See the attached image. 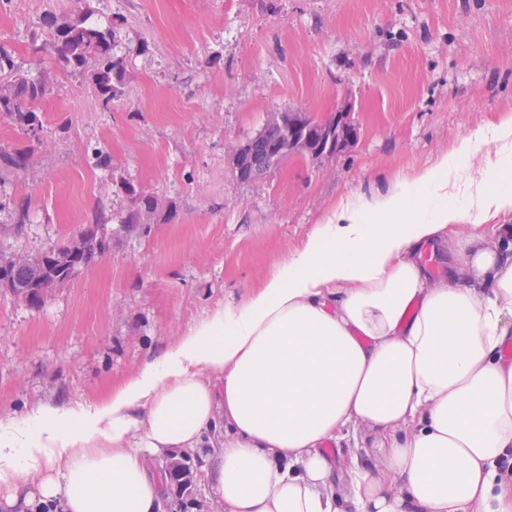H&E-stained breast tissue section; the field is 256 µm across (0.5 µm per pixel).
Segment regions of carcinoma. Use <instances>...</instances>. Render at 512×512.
I'll return each mask as SVG.
<instances>
[{"instance_id":"cac0c4a2","label":"carcinoma","mask_w":512,"mask_h":512,"mask_svg":"<svg viewBox=\"0 0 512 512\" xmlns=\"http://www.w3.org/2000/svg\"><path fill=\"white\" fill-rule=\"evenodd\" d=\"M52 40L50 46L33 45V52L39 53L51 49L63 69L71 74L82 73L91 68L93 82L102 104L112 103L122 85L123 61L115 53V40L112 25L101 26L90 21L88 12L76 18L58 21L48 20ZM9 73L11 78L0 83V117L9 119L24 135L40 140L43 123L37 113V103L46 95L47 84L43 79L32 78L16 66L14 53L0 44V74ZM27 155L20 152L0 151V163L7 168L25 167ZM132 196L135 208L127 215L124 223H140L144 212L157 208L155 199L127 188ZM81 249L78 255H71L68 247L57 249L56 261L47 267L33 266L24 262L8 261L0 264V271L8 277L13 285V292L24 297L30 304L40 305L37 290L41 281L68 278V275L102 255L107 248L106 239L97 231L90 229L80 233Z\"/></svg>"}]
</instances>
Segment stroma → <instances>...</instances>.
<instances>
[{
	"instance_id": "35a3bbf8",
	"label": "stroma",
	"mask_w": 512,
	"mask_h": 512,
	"mask_svg": "<svg viewBox=\"0 0 512 512\" xmlns=\"http://www.w3.org/2000/svg\"><path fill=\"white\" fill-rule=\"evenodd\" d=\"M83 10L113 24L123 59L107 108L91 73L30 51L50 39L46 16ZM0 43L49 84L40 143L0 117V149L29 153L25 168L0 167V261L89 228L109 242L42 305L0 289L1 420L102 395L246 298L340 198L386 189L512 116V0H12ZM345 102L351 147L237 179L230 148L269 113L324 119ZM133 189L158 206L130 227ZM216 503L207 483H166L165 512Z\"/></svg>"
}]
</instances>
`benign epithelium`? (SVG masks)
Listing matches in <instances>:
<instances>
[{"mask_svg":"<svg viewBox=\"0 0 512 512\" xmlns=\"http://www.w3.org/2000/svg\"><path fill=\"white\" fill-rule=\"evenodd\" d=\"M350 112V105L343 106L331 118L318 122L312 135L309 127L296 121L291 114L271 113L253 137L233 150L232 161L238 174L245 182L265 177L277 168L280 155L290 142L313 160L335 154L356 137Z\"/></svg>","mask_w":512,"mask_h":512,"instance_id":"benign-epithelium-1","label":"benign epithelium"}]
</instances>
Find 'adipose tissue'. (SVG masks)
Segmentation results:
<instances>
[{
    "instance_id": "ef3b65f1",
    "label": "adipose tissue",
    "mask_w": 512,
    "mask_h": 512,
    "mask_svg": "<svg viewBox=\"0 0 512 512\" xmlns=\"http://www.w3.org/2000/svg\"><path fill=\"white\" fill-rule=\"evenodd\" d=\"M512 117L339 202L245 300L91 401L0 420V512H161L152 458L209 451L224 512H512ZM447 246L430 286L427 245ZM384 462L332 490L326 443Z\"/></svg>"
}]
</instances>
